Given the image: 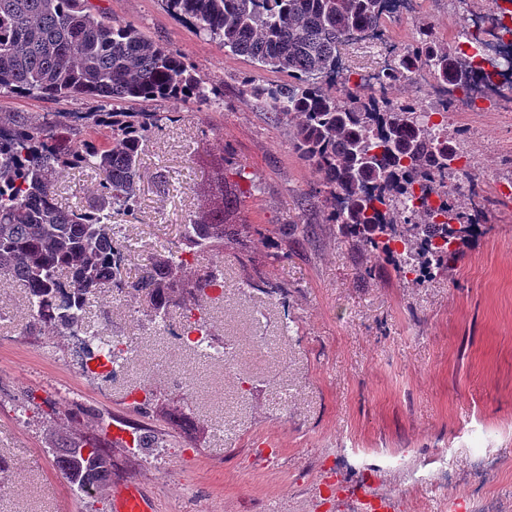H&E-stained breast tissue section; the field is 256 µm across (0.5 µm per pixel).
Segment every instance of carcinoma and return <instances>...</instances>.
Here are the masks:
<instances>
[{"instance_id":"cac0c4a2","label":"carcinoma","mask_w":512,"mask_h":512,"mask_svg":"<svg viewBox=\"0 0 512 512\" xmlns=\"http://www.w3.org/2000/svg\"><path fill=\"white\" fill-rule=\"evenodd\" d=\"M386 0H161L224 50L291 81L240 82L288 126L290 144L322 174L312 192L338 240L376 260L434 279L452 271L464 248L487 231L483 189L455 167L459 147L447 124L448 86L474 74L472 61L426 28L386 68L385 86L361 88L333 77L340 48L384 20ZM506 30L491 20L472 38L498 42ZM424 69L435 82L442 120L435 124L389 91ZM0 93L51 100L91 98L98 111L49 112L38 122L0 117V281L28 292L29 327L53 336L89 333L86 313L103 288L135 292L159 325L182 307L185 341L199 349L212 335L203 315L224 284V267L187 279L192 260L238 234L231 217L238 196L218 178L221 204L185 225L182 247L151 258L143 274L121 277L124 250L112 211L135 214L144 137L162 126L158 112H117L119 103L207 102L210 79L176 49L146 38L131 24L95 12L90 0H0ZM78 165L99 177L92 210L66 209L56 198L60 170ZM185 294L195 297L181 305ZM108 440L91 436L57 453L71 486L99 493L109 461Z\"/></svg>"}]
</instances>
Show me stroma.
Wrapping results in <instances>:
<instances>
[{"label": "stroma", "instance_id": "obj_1", "mask_svg": "<svg viewBox=\"0 0 512 512\" xmlns=\"http://www.w3.org/2000/svg\"><path fill=\"white\" fill-rule=\"evenodd\" d=\"M180 51L213 83L212 102L149 103L168 113L144 139L134 215H113L131 244L122 264L136 280L150 258L180 246L184 224L210 202L216 168L247 179L237 240L194 260L192 274L224 266V297L208 313L215 339L235 346L233 368L148 321L141 297L106 288L90 302L91 328L132 350L125 375H87L71 363L72 339L29 331L27 292L0 284V512H114L117 488L133 485L158 512H349L328 486L385 494L395 512H466L478 489L512 505V112L453 113L460 150L488 174L489 229L448 275L428 282L370 263L336 238L303 198L321 176L288 142V130L239 77L258 72L168 14L160 0H91ZM468 0H422L388 21L404 47L419 27L457 44ZM89 101L0 94V115L40 120L84 112ZM166 175V188L157 185ZM62 206L88 208L99 181L81 168L58 178ZM262 277L264 289L249 287ZM165 395L149 414L131 395ZM155 445L113 444L103 494L77 495L56 448L91 435L98 421ZM448 452L450 479L430 463Z\"/></svg>", "mask_w": 512, "mask_h": 512}]
</instances>
